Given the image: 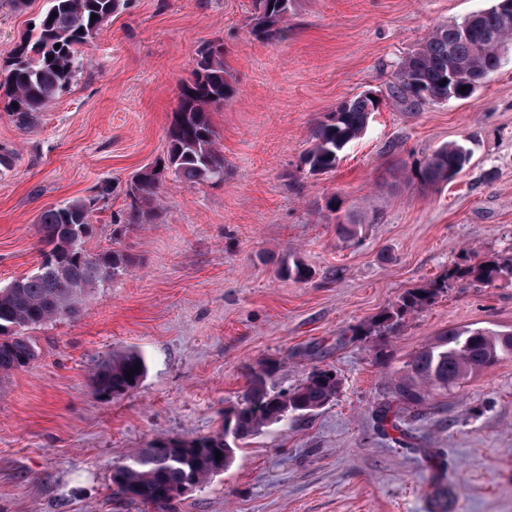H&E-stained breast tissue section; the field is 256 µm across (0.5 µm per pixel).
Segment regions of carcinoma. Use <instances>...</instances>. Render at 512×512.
<instances>
[{
  "label": "carcinoma",
  "mask_w": 512,
  "mask_h": 512,
  "mask_svg": "<svg viewBox=\"0 0 512 512\" xmlns=\"http://www.w3.org/2000/svg\"><path fill=\"white\" fill-rule=\"evenodd\" d=\"M120 6L121 0H48L11 67L0 75L7 111L23 124L41 111L83 67V48L108 25ZM291 7L292 0H254L252 33L265 39L284 36ZM93 14L97 19H91ZM460 26L454 22L435 27L397 64L389 88L397 106L413 110L428 100H466L497 70L498 43L512 41V19L504 21L503 8L495 4L481 12L476 28L467 35L458 31ZM233 94L225 76L223 44L207 45L198 53L191 78L180 85L178 107L167 131L166 158L157 168L136 175L130 186L135 199L147 204L156 201L169 172L184 181L224 182V151L211 112L224 107ZM374 109V100L360 95L329 113L314 129V147L303 158L308 171L333 170L347 145L365 131ZM470 158L465 145H444L419 167L418 179L430 187L446 184L463 171ZM94 202L93 198L78 199L45 211L40 224L46 249L38 271L0 289V381L37 358V346L26 331L75 315L89 289L109 284L133 267V258L119 249L97 253L87 249L86 242L94 232L90 224ZM449 276H469L486 285L512 282V249L477 265L459 266ZM445 287L446 282L441 281L407 292L396 307L382 312L370 325L355 329L354 335L395 329L404 313L428 305ZM509 356L511 332L485 328L445 331L406 362L404 375L389 389L390 398L375 407V418L380 426L411 439L412 428L405 414L418 409L428 392L451 388ZM146 373L143 354L122 351L94 368L91 386L98 397L115 399L137 390ZM273 373L269 364L250 368L243 402L224 417L223 432L191 441H158L133 451L126 462L114 468L112 483L117 494L165 512L174 500L170 492L187 484L201 488L217 475L218 468L228 469L239 442L267 426L324 407L339 387L336 373L320 368L294 389L276 391L271 384ZM431 497L437 512H453V494L440 475L433 481Z\"/></svg>",
  "instance_id": "carcinoma-1"
}]
</instances>
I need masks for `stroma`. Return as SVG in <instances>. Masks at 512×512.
<instances>
[{"label":"stroma","mask_w":512,"mask_h":512,"mask_svg":"<svg viewBox=\"0 0 512 512\" xmlns=\"http://www.w3.org/2000/svg\"><path fill=\"white\" fill-rule=\"evenodd\" d=\"M492 4L292 0L287 35L267 40L252 33V0H125L30 125L0 97V151L12 156L0 168V287L37 268L41 212L74 199L96 200L88 248L135 261L75 317L32 329L36 360L0 383V512H153L114 494V466L162 438L222 432L261 363L275 364L281 390L333 370L338 392L243 441L228 470L168 512H432L426 448L441 454L456 512H512V357L426 397L410 418L421 452L373 415L443 331L512 332V286L449 275L512 247V55L465 101L407 112L388 95L435 26ZM46 5L0 0V71ZM215 39L236 90L211 114L224 180L168 178L156 217L134 223L129 184L165 157L180 85ZM368 92L380 104L365 133L335 170L310 173L315 125ZM453 142L469 165L421 186L416 168ZM292 260L308 280L281 277ZM440 279L447 288L395 331L353 335ZM127 349L148 360L140 388L99 398L94 366Z\"/></svg>","instance_id":"stroma-1"}]
</instances>
